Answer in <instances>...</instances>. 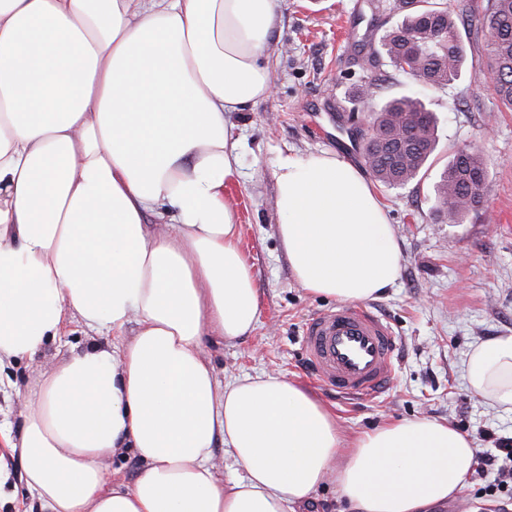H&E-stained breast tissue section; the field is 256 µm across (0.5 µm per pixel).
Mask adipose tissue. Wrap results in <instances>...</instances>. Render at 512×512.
Returning <instances> with one entry per match:
<instances>
[{
    "mask_svg": "<svg viewBox=\"0 0 512 512\" xmlns=\"http://www.w3.org/2000/svg\"><path fill=\"white\" fill-rule=\"evenodd\" d=\"M276 0H0V370L79 320L123 335L16 389L0 443L40 512H299L324 484L352 512L461 497L473 441L420 415L345 437L336 414L267 372L220 381L206 340L260 320L224 188L230 113L269 97ZM277 235L298 284L342 303L395 284L401 252L365 174L338 153L280 155ZM166 207L154 229L148 216ZM467 385L512 412V333L473 344ZM223 440L240 477L221 480ZM121 448L143 463L111 482Z\"/></svg>",
    "mask_w": 512,
    "mask_h": 512,
    "instance_id": "ef3b65f1",
    "label": "adipose tissue"
}]
</instances>
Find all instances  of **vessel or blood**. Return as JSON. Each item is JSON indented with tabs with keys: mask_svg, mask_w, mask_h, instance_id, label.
<instances>
[{
	"mask_svg": "<svg viewBox=\"0 0 512 512\" xmlns=\"http://www.w3.org/2000/svg\"><path fill=\"white\" fill-rule=\"evenodd\" d=\"M302 342L313 379L337 397L369 399L394 378V333L370 307L340 304L314 313Z\"/></svg>",
	"mask_w": 512,
	"mask_h": 512,
	"instance_id": "b4317fda",
	"label": "vessel or blood"
}]
</instances>
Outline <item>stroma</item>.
I'll return each instance as SVG.
<instances>
[{"label": "stroma", "mask_w": 512, "mask_h": 512, "mask_svg": "<svg viewBox=\"0 0 512 512\" xmlns=\"http://www.w3.org/2000/svg\"><path fill=\"white\" fill-rule=\"evenodd\" d=\"M393 0H277L281 33L269 57L272 94L232 113L239 141V168L227 185L237 209L242 246L257 278L261 318L248 336L214 339L209 358L217 377L277 371L334 410L347 435L387 419L425 414L448 420L479 449L512 436V413L499 412L471 393L465 359L475 342L512 333V112L502 111L488 79L466 70L448 87L435 89L399 74L388 60L367 71L356 63L367 34H383L398 20ZM376 82L380 100L406 94L421 98L438 118L439 145L428 170L405 186L376 184L401 245L400 278L368 305L393 328L398 340L396 376L370 401H348L312 380L302 331L313 313L335 302L297 283L277 235L273 169L280 152L301 155L336 151L365 167L363 139L372 114L357 98ZM479 152L488 192L482 206L460 223H442L433 185L453 153ZM115 336L92 337L77 323L36 356L6 369L0 386V417L20 428L14 386L50 371L71 352ZM431 512H512V493H487L472 478L463 499Z\"/></svg>", "instance_id": "1"}]
</instances>
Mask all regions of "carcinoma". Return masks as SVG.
<instances>
[{"label": "carcinoma", "mask_w": 512, "mask_h": 512, "mask_svg": "<svg viewBox=\"0 0 512 512\" xmlns=\"http://www.w3.org/2000/svg\"><path fill=\"white\" fill-rule=\"evenodd\" d=\"M379 39L369 54L386 56L391 63L403 61L398 70L408 76L416 72L428 84L443 88L458 79L467 66L461 28L467 21L451 0H417ZM485 36L484 58L479 71H487L501 106L512 112V0H489L480 18ZM371 131L374 176L383 184L405 186L417 178L436 145V119L417 98L403 95L372 106ZM487 179L482 160L472 150H457L434 186L435 209L455 224L472 211L473 177Z\"/></svg>", "instance_id": "1"}]
</instances>
